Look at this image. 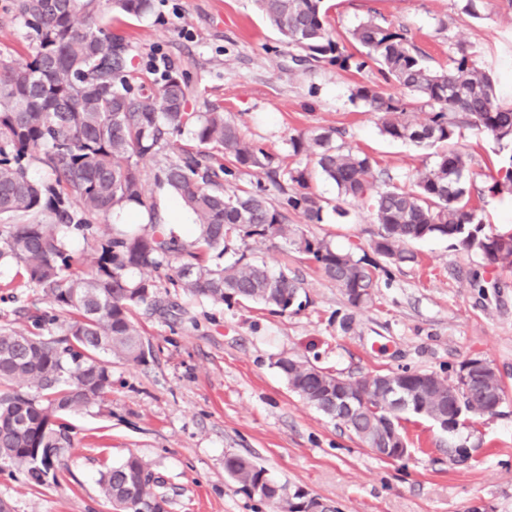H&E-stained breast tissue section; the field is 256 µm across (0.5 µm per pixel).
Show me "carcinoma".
<instances>
[{
  "label": "carcinoma",
  "mask_w": 512,
  "mask_h": 512,
  "mask_svg": "<svg viewBox=\"0 0 512 512\" xmlns=\"http://www.w3.org/2000/svg\"><path fill=\"white\" fill-rule=\"evenodd\" d=\"M257 2L269 24L297 50L296 62L349 67L353 55L328 32L325 0ZM113 5L136 18L153 8L152 0H113ZM98 7L99 0H13L9 10L25 29L32 54L18 64L0 53V215L15 220L0 226V262L19 264L27 282L53 305V313L31 317L24 331H0V461L24 469L39 485L72 447L67 418L112 395V372L103 356L140 364L150 353L136 311L165 310L162 288L217 304L252 302L281 313L302 306L298 279L243 255L227 265L211 262L210 255L222 257L232 238L244 243L286 239L294 232L288 212L319 222L323 211L322 201L309 191L307 172L298 168L284 171L292 189L282 192L276 205L259 183L226 193L224 177L237 170L277 176L269 153L245 139L224 113L187 111L190 88L177 70L152 64L159 77L149 84L136 81L130 45L97 23ZM352 39L385 81L422 100L425 109V118L416 122L405 98L378 85L356 86L353 99L379 114L382 135L446 149L407 188L390 185V176L371 156L335 143L331 132L290 139L291 155H314L338 197L373 211L379 224L373 250L390 263L416 260L401 244L440 237L479 250L490 265L512 266V248L498 256L496 235L483 233L471 205V158L458 145L464 127L512 145V106L497 103L489 76L473 60L475 52L460 47L448 56L447 67L432 70L406 33L375 19L354 29ZM185 133L195 147L180 149L159 166L153 184L174 194L190 214L196 226L192 239L167 224L141 167ZM31 160L53 178H31ZM504 190L512 193V163L487 186L492 194ZM126 210L140 213L146 223L99 232V223ZM72 233L87 242L88 251L68 250L66 235ZM300 249L351 305L371 298L373 263L322 240L305 238ZM59 312L72 318L61 324L60 335H45ZM474 363L470 359L461 366L454 387L433 373L406 380L407 410L419 415L424 405L446 403L451 393L465 391ZM275 366L290 389L319 410L336 388V375L308 361L284 355ZM344 384L366 395L370 407L357 416L329 417L362 443L372 446L388 422L399 426V415L377 400L370 377ZM500 396L505 392L491 368L479 374L464 410L494 414ZM224 467L278 512H300L283 500L285 486L251 459L231 455ZM99 486L115 512H138L140 502L159 507L164 502L161 483L135 455L102 472Z\"/></svg>",
  "instance_id": "carcinoma-1"
}]
</instances>
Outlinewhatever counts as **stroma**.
Returning <instances> with one entry per match:
<instances>
[{
  "mask_svg": "<svg viewBox=\"0 0 512 512\" xmlns=\"http://www.w3.org/2000/svg\"><path fill=\"white\" fill-rule=\"evenodd\" d=\"M330 0L333 39L375 17L406 30L428 65L446 64L462 43L477 48L476 64L512 105V7L480 0ZM99 25L124 34L141 66L162 60L187 74L191 109L218 110L276 164L309 174L323 201L321 222L292 213L293 235L248 245L231 242L227 258L246 256L271 271L287 269L301 284L302 307L280 314L255 304L232 306L175 296L179 319L137 312L150 353L144 363L113 361L112 395L69 418L74 446L54 478L31 484L26 472L0 464V499L14 512H111L97 485L99 470L128 456L144 460L163 483L165 512H275L224 469L227 455L252 458L287 487L303 488L331 512H512V268L493 269L484 255L445 238L411 243L413 263L388 264L371 249L378 226L372 210L345 203L333 211L334 183L314 157L291 156V137L337 128L345 147L363 151L394 185H410L432 166L435 151L379 132L375 116L352 100L356 85H383L375 64L344 69L299 65L294 51L262 16L255 0H154L152 12L127 17L103 0ZM485 234L512 231V193L484 188L512 147L481 131L462 139ZM303 238L378 263L373 302L352 306L299 249ZM487 281L471 288L473 276ZM17 265L0 266V328H27L50 310ZM294 355L345 378L411 370L455 380L478 358L500 377L506 399L493 415L471 416L448 432L425 417L404 414L410 453L398 461L375 455L344 427L293 393L275 365ZM477 449L476 462L452 465L450 444Z\"/></svg>",
  "mask_w": 512,
  "mask_h": 512,
  "instance_id": "stroma-1",
  "label": "stroma"
}]
</instances>
